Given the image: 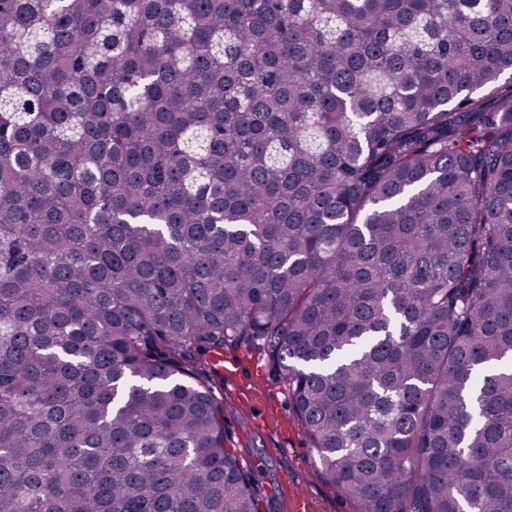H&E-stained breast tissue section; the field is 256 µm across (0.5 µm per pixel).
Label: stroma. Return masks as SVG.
<instances>
[{
  "instance_id": "stroma-1",
  "label": "stroma",
  "mask_w": 512,
  "mask_h": 512,
  "mask_svg": "<svg viewBox=\"0 0 512 512\" xmlns=\"http://www.w3.org/2000/svg\"><path fill=\"white\" fill-rule=\"evenodd\" d=\"M223 355L224 370H210L206 382L223 404L225 445L250 474L261 512H294L301 492L311 512H358L355 501L325 480L288 388L271 377L264 352L242 344L226 346Z\"/></svg>"
}]
</instances>
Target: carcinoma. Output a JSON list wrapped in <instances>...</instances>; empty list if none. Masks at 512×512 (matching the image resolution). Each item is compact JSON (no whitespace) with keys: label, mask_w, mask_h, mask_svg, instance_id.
Returning a JSON list of instances; mask_svg holds the SVG:
<instances>
[{"label":"carcinoma","mask_w":512,"mask_h":512,"mask_svg":"<svg viewBox=\"0 0 512 512\" xmlns=\"http://www.w3.org/2000/svg\"><path fill=\"white\" fill-rule=\"evenodd\" d=\"M242 343L361 512H512V0H0V512H258Z\"/></svg>","instance_id":"1"}]
</instances>
